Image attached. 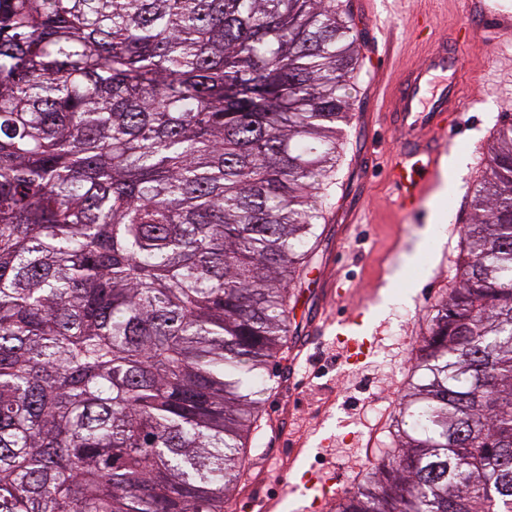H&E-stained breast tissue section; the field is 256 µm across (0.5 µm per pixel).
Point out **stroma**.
<instances>
[{"label": "stroma", "instance_id": "1", "mask_svg": "<svg viewBox=\"0 0 512 512\" xmlns=\"http://www.w3.org/2000/svg\"><path fill=\"white\" fill-rule=\"evenodd\" d=\"M336 2L359 36L353 106L318 225L319 243L291 288L290 320L297 330L251 434L249 460L233 495L237 501L254 500L278 477L295 480L301 469L339 472L344 489H353L391 447L412 354L456 279L472 189L503 113H512V44L476 45L465 69L464 121L453 137V152L463 156L464 166L444 201L447 228L428 235L430 202L441 181L432 180L415 211L397 208L382 163L393 139L380 118L401 72L420 63L426 47L409 36L403 12H388L398 46L395 56L383 61L381 37L364 17V0ZM405 2L431 16L438 38L450 36L460 18L458 0ZM359 206L366 210L364 223H350ZM338 283L346 295L329 298L327 288ZM358 310L364 313L361 333L374 339L365 361L346 362L330 342L307 343L315 317L334 321ZM299 441L304 451L290 461L288 450Z\"/></svg>", "mask_w": 512, "mask_h": 512}]
</instances>
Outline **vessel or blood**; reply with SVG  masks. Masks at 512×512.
<instances>
[{
    "label": "vessel or blood",
    "mask_w": 512,
    "mask_h": 512,
    "mask_svg": "<svg viewBox=\"0 0 512 512\" xmlns=\"http://www.w3.org/2000/svg\"><path fill=\"white\" fill-rule=\"evenodd\" d=\"M512 41V5L506 0H461L455 32L418 66L405 70L389 96L383 123L396 136L386 171L400 209L413 210L423 197L446 150L449 132L460 123L462 77L476 42Z\"/></svg>",
    "instance_id": "vessel-or-blood-1"
}]
</instances>
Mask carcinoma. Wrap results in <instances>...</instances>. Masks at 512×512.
Returning <instances> with one entry per match:
<instances>
[{
	"label": "carcinoma",
	"instance_id": "1",
	"mask_svg": "<svg viewBox=\"0 0 512 512\" xmlns=\"http://www.w3.org/2000/svg\"><path fill=\"white\" fill-rule=\"evenodd\" d=\"M357 64L336 0H0V512H224ZM464 250L336 512H512V120Z\"/></svg>",
	"mask_w": 512,
	"mask_h": 512
}]
</instances>
